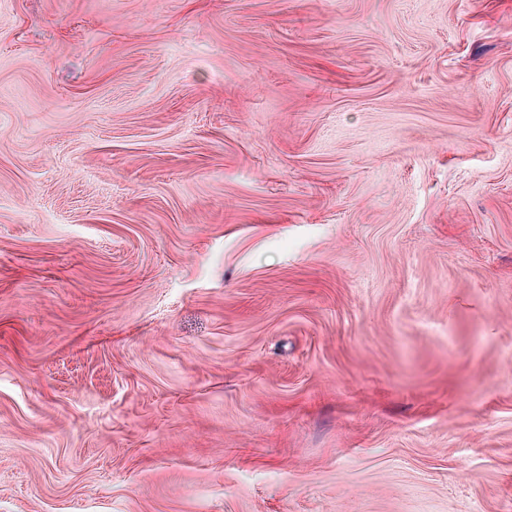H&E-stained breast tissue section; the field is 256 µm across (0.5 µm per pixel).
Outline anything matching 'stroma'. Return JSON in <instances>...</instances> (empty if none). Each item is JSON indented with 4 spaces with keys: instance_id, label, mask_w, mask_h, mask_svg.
<instances>
[{
    "instance_id": "obj_1",
    "label": "stroma",
    "mask_w": 512,
    "mask_h": 512,
    "mask_svg": "<svg viewBox=\"0 0 512 512\" xmlns=\"http://www.w3.org/2000/svg\"><path fill=\"white\" fill-rule=\"evenodd\" d=\"M0 512H512V0H0Z\"/></svg>"
}]
</instances>
